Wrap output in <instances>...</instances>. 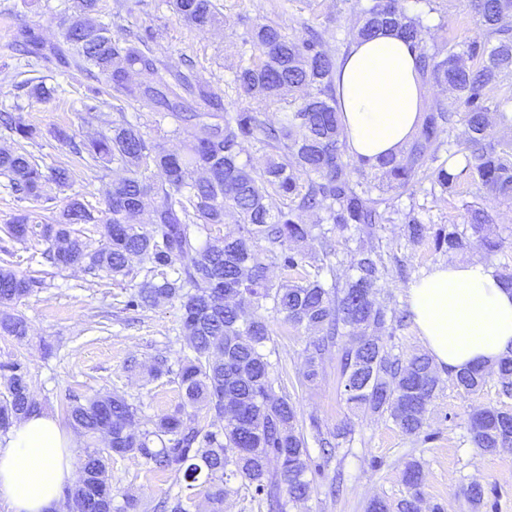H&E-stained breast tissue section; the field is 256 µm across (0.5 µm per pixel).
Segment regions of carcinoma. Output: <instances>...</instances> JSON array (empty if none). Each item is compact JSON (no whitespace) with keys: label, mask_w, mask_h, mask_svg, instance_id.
Instances as JSON below:
<instances>
[{"label":"carcinoma","mask_w":512,"mask_h":512,"mask_svg":"<svg viewBox=\"0 0 512 512\" xmlns=\"http://www.w3.org/2000/svg\"><path fill=\"white\" fill-rule=\"evenodd\" d=\"M174 14L199 33L219 21L212 0H165ZM424 9L409 12L403 0H356L360 26L343 44L369 39L384 28L400 31L430 84L446 85L455 96L459 116L467 128L464 142L446 138L453 113L436 102L424 114L413 138L397 155L371 163L346 154L339 131L340 115L334 77L340 49L332 48L312 29L296 42L276 23L259 24L246 42L258 57L242 62L234 76L237 98L245 105L233 110L224 92L201 83L193 70L171 71L156 55L154 31L114 33L106 25L74 20L64 29L66 47L49 48L33 29L21 32L16 51L35 60L52 54L90 78L104 81L93 87L84 111L108 132L75 142L57 133L88 168L110 164L129 176L106 191V210L96 216L78 198L60 210L54 198L40 193L43 173L26 151H0V174L8 178L18 201L31 208L18 210L3 228L8 258L9 241L33 232L31 215L41 213L39 235L51 244L45 259L55 268L80 267L92 277L104 272L112 278L131 273L130 261L142 262V280L126 306L153 308L177 301L181 326L190 354L172 369L156 361L155 377L176 376L185 403L174 412L148 421L140 428L137 405L119 393H105L84 402L71 398L68 418L92 437L107 438L106 451H85L82 480L64 490L66 512H114L109 460L133 455L162 472L174 474L178 491L168 493L162 512H193L194 490L206 485L208 512H224V498L238 482L270 512L307 499L316 477L336 455L335 432L318 433L319 459L311 457L299 429L300 414L278 385L279 362L264 348L271 330L258 311L270 308L294 327L314 328L308 347V381L317 376L316 361L336 351L340 386L350 408L386 415L406 435L427 442V417L437 396L438 378L432 360L419 354L401 361L383 343L380 333L390 324H402L405 315L377 299L384 254L376 243L379 226L403 224L413 245L431 242L434 251L451 255L468 247L469 238L450 224L436 228L414 213L400 209L396 200L425 183L430 194L445 195L464 182L496 198L512 200V141L485 143L488 113L512 126V95L492 97L489 91L512 80V0H469L479 17L484 37L448 45L440 54L425 43L423 16L436 12L435 0H419ZM305 94L275 124L260 118L263 108L283 100L285 93ZM55 89L40 81L29 85L27 98L47 101ZM158 112L176 126L190 124L195 132L182 153L157 149L124 115L112 119L110 101ZM5 122L12 137L32 140L33 128L20 112ZM245 142L260 145L269 154L267 166L257 172L239 161ZM150 193L160 203L149 214L147 230L134 223ZM467 224L488 255L503 247L492 229L489 211L478 201L462 204ZM237 216L236 234L217 244L199 243L212 224L224 223L227 213ZM312 212L319 223L304 224L300 215ZM77 224H102L105 232L92 249ZM349 233L356 243L351 267L355 274L336 277L331 257L336 235ZM317 243L321 263L298 281L275 283L269 266L294 270L305 263L301 243ZM330 278H325V275ZM45 287V280L19 273L4 261L0 266V334L23 339L27 324L7 309ZM7 377L0 397V432L40 410L30 392V370L23 359L0 364ZM497 374L501 392L512 396V357L495 368L474 367L451 376L453 384L476 393ZM207 410L212 421L203 424L186 406ZM475 447L493 452L512 445V410L486 407L471 415ZM277 469H270L271 462ZM403 481L408 495L396 503L372 499L366 512H419L421 469L407 466Z\"/></svg>","instance_id":"cac0c4a2"}]
</instances>
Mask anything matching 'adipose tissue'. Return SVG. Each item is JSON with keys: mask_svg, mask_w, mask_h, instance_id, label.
Instances as JSON below:
<instances>
[{"mask_svg": "<svg viewBox=\"0 0 512 512\" xmlns=\"http://www.w3.org/2000/svg\"><path fill=\"white\" fill-rule=\"evenodd\" d=\"M351 157L398 153L418 131L431 90L396 29L355 41L335 76ZM409 312L434 364L458 372L512 354V287L479 261L435 265L410 283ZM73 435L40 410L0 436V512H54L78 474Z\"/></svg>", "mask_w": 512, "mask_h": 512, "instance_id": "obj_1", "label": "adipose tissue"}]
</instances>
